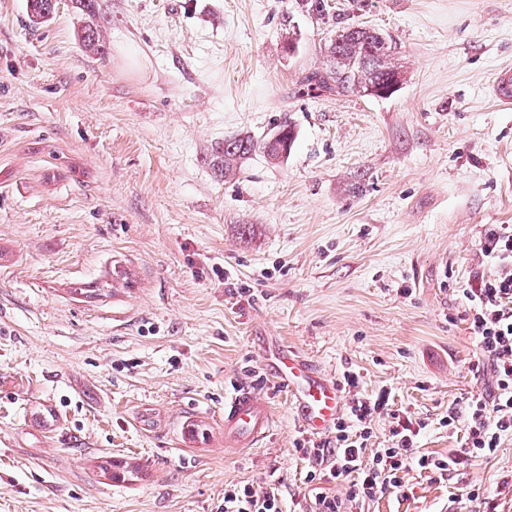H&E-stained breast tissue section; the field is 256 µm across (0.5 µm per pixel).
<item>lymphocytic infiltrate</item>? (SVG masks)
Masks as SVG:
<instances>
[{"instance_id":"1","label":"lymphocytic infiltrate","mask_w":512,"mask_h":512,"mask_svg":"<svg viewBox=\"0 0 512 512\" xmlns=\"http://www.w3.org/2000/svg\"><path fill=\"white\" fill-rule=\"evenodd\" d=\"M487 256L496 260L499 270L490 277L472 282L462 294L467 305L468 328L479 351L494 371L491 395H472L462 409L449 410L445 426L465 425L467 446L445 455L418 452L414 439L420 429L412 419L394 421L391 444L367 449L372 431L369 424L375 412L386 404L385 396L355 398L349 419H338L336 442L307 448L310 462L307 481L326 476L334 481L349 480V501L359 502L399 490L405 475L413 469L442 476L460 464L462 457L486 459L495 454L501 441L512 436V227L494 230L484 244ZM361 428L358 439H350L349 421ZM224 512H282L275 493H258L251 485H233L224 492Z\"/></svg>"}]
</instances>
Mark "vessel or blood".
<instances>
[{
	"mask_svg": "<svg viewBox=\"0 0 512 512\" xmlns=\"http://www.w3.org/2000/svg\"><path fill=\"white\" fill-rule=\"evenodd\" d=\"M493 96L512 108V71L503 70L491 81ZM277 385L297 408L298 422L308 435L321 436L330 431L344 408V396L335 380L316 372L308 361L288 347H280L271 366ZM39 413L28 414V421H41L48 432H56L61 415L52 400L41 403ZM271 417L268 403L247 386H237L224 399V444L249 448L267 434Z\"/></svg>",
	"mask_w": 512,
	"mask_h": 512,
	"instance_id": "b4317fda",
	"label": "vessel or blood"
}]
</instances>
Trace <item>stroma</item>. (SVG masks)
I'll return each mask as SVG.
<instances>
[{"label":"stroma","mask_w":512,"mask_h":512,"mask_svg":"<svg viewBox=\"0 0 512 512\" xmlns=\"http://www.w3.org/2000/svg\"><path fill=\"white\" fill-rule=\"evenodd\" d=\"M56 0L33 24L0 0V512H221L240 483L310 512L307 435L267 375L285 343L345 387L381 392L414 446L463 448L449 409L493 388L461 290L498 268L512 225V0ZM347 26L379 29L402 83L310 95ZM100 33L88 49L85 30ZM291 126L229 173L224 139ZM253 386L268 435L224 445V397ZM54 399L58 434L29 423ZM195 417L208 435L180 445ZM112 464L119 479L103 475ZM512 512V437L448 477L409 471L353 512ZM491 92L493 96L505 107L512 108V72L505 69L495 74L491 81ZM282 138L279 135H276L275 138H278L272 141L266 140L263 142V152L268 156V158L275 160L278 159L280 154L284 155L290 149L293 143V132L290 126H283L281 129Z\"/></svg>","instance_id":"obj_1"}]
</instances>
